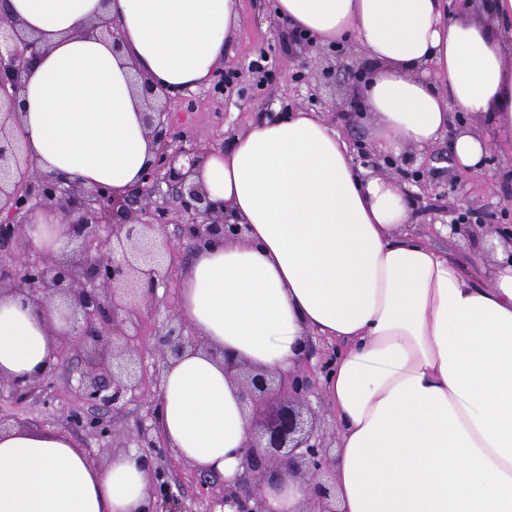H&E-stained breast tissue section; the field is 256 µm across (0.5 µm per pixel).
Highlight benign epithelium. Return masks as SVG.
I'll return each instance as SVG.
<instances>
[{
    "label": "benign epithelium",
    "instance_id": "1",
    "mask_svg": "<svg viewBox=\"0 0 512 512\" xmlns=\"http://www.w3.org/2000/svg\"><path fill=\"white\" fill-rule=\"evenodd\" d=\"M7 27L15 47L0 51V294H21L32 304L47 308L60 298L70 310L71 331L60 334L56 361L39 378L20 379L0 375V399L21 403L38 394L44 402L53 397L54 378L67 347L94 344V357L84 367L69 373L76 381L80 401L99 410L119 411L132 402L159 393L162 373L172 358L203 341L186 333L187 326L172 309L160 311L157 290L174 280L175 269L165 258L174 244L166 228L178 225L179 244L195 249L211 241L242 232V225L229 223L224 202L213 201L201 185L190 180L196 165L206 154L203 148L175 131L170 119L172 97L164 90L142 82L147 102L145 125L158 146L155 160L147 166L138 183L123 197L110 188H86L59 174L41 173L33 168L21 136L17 92L28 65L39 53V43L25 36L8 16L0 13V27ZM186 160L188 166L179 164ZM38 210H52L65 224L71 256L59 259L38 249L33 241L37 225L31 216ZM478 228L482 234L498 236L512 244L502 224L451 225L464 233ZM151 318L154 362L146 376L142 351L126 326L140 327L141 307ZM227 373L241 388V398L252 414L266 417L260 432H250L243 448L244 471L234 484H224L216 494L202 491L208 512L230 506L233 512H271L264 493L270 478L303 480L309 488L311 512H339L334 486L330 484L334 460L328 436L317 428L310 397L315 394L317 373L305 356L286 375L273 376L260 370L224 360ZM151 384L154 391L146 390ZM72 423L86 428L100 439L112 437V428L102 417L84 420L72 414ZM150 427L140 420L136 430L120 443L107 448L139 450L151 480L153 507L148 512H181L177 499L153 466L156 442Z\"/></svg>",
    "mask_w": 512,
    "mask_h": 512
}]
</instances>
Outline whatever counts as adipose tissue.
<instances>
[{
    "instance_id": "1",
    "label": "adipose tissue",
    "mask_w": 512,
    "mask_h": 512,
    "mask_svg": "<svg viewBox=\"0 0 512 512\" xmlns=\"http://www.w3.org/2000/svg\"><path fill=\"white\" fill-rule=\"evenodd\" d=\"M239 0H0L42 51L18 93L28 154L43 172L127 191L154 157L135 77L171 92L224 64ZM276 0L318 47L371 61L357 96L374 146L396 155L448 139L451 163L512 158V0ZM121 25L113 48L94 23ZM464 111L484 132L454 123ZM192 179L243 234L196 250L177 311L200 336L163 372L158 429L199 472L232 479L249 431L231 358L292 370L310 333L336 341L340 512H512V252L462 263L413 230L398 181L356 165L314 112L253 123L208 152ZM60 305L0 296V374H40L65 329ZM138 449L93 465L67 436L0 432V512H147Z\"/></svg>"
}]
</instances>
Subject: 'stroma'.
<instances>
[{
	"label": "stroma",
	"mask_w": 512,
	"mask_h": 512,
	"mask_svg": "<svg viewBox=\"0 0 512 512\" xmlns=\"http://www.w3.org/2000/svg\"><path fill=\"white\" fill-rule=\"evenodd\" d=\"M273 4L274 0H240L239 26L224 59L225 70L236 75L234 83L221 95L208 84L183 92L171 106L174 125L203 148H221L269 113L306 110L320 113L351 147L370 144L372 131L366 120L357 118L354 96L359 81L353 73L365 68L362 53L346 47L321 49L306 61L297 60L288 28L275 16ZM261 56L267 70L262 78L250 67ZM447 159L444 142L426 154L403 148L398 158L400 166L422 170L424 175L426 188L415 197L419 231L429 233L432 213L445 212L453 218L463 209L481 222L512 225V164L496 155L482 170L461 171L448 165ZM54 394L48 404L0 400V414L18 417L33 430L65 434L86 449L92 464L104 465V441L66 420L81 406L74 390L60 378ZM168 480L185 512H204L207 503L199 494V473L192 464L177 461Z\"/></svg>",
	"instance_id": "stroma-1"
}]
</instances>
